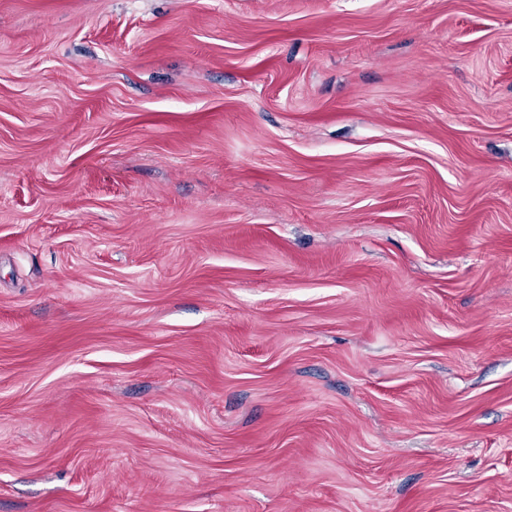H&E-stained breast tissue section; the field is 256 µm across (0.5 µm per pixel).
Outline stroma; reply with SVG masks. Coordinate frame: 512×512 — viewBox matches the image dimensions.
<instances>
[{
    "instance_id": "1",
    "label": "stroma",
    "mask_w": 512,
    "mask_h": 512,
    "mask_svg": "<svg viewBox=\"0 0 512 512\" xmlns=\"http://www.w3.org/2000/svg\"><path fill=\"white\" fill-rule=\"evenodd\" d=\"M0 512H512V0H0Z\"/></svg>"
}]
</instances>
